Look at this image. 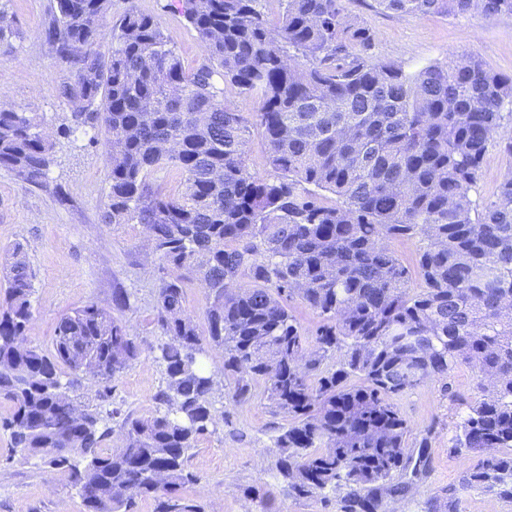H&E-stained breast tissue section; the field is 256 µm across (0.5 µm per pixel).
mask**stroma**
<instances>
[{"instance_id": "35a3bbf8", "label": "stroma", "mask_w": 512, "mask_h": 512, "mask_svg": "<svg viewBox=\"0 0 512 512\" xmlns=\"http://www.w3.org/2000/svg\"><path fill=\"white\" fill-rule=\"evenodd\" d=\"M55 0H0L16 37L0 43V105L33 112L53 139L46 184L34 185L0 168V266L14 246H22L33 273V316L28 340L42 350L53 347L61 315L88 303L112 310V292L123 289L127 307L118 316L140 346L139 358L108 383H82L79 401L108 412L116 446L122 417L151 415L153 394L164 381L157 346L156 298L166 271L152 254L141 225L103 224L109 188V166L100 129L74 122L72 105L59 93L68 77L56 43L45 37L54 18ZM345 14L374 33L371 54L406 73L473 55L500 73L512 75V15L487 17L478 12L449 17L401 14L377 0H341ZM157 19L171 37L186 68L203 57L195 32L174 12L169 0H112L103 22L112 34L129 7ZM512 173V155L491 146L474 200L485 202ZM479 378L459 365L449 381L429 380L396 399L409 422L408 447L428 440L432 467L414 479L408 494L389 500V512H512V500L481 486L467 487L463 477L473 455L455 452L449 440L465 412V402L480 399ZM460 401L453 404L449 393ZM220 419L214 431L201 436L189 451L188 469L195 480L182 493L204 512H252L248 489L273 483L279 450L274 438L285 416L272 415L261 391L244 401L228 388L215 394ZM77 488L38 460L16 457L7 432L0 431V512H83Z\"/></svg>"}]
</instances>
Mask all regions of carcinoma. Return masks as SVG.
Listing matches in <instances>:
<instances>
[{"label":"carcinoma","mask_w":512,"mask_h":512,"mask_svg":"<svg viewBox=\"0 0 512 512\" xmlns=\"http://www.w3.org/2000/svg\"><path fill=\"white\" fill-rule=\"evenodd\" d=\"M111 0H56L47 37L70 69L61 94L75 122L107 134L110 225L140 224L172 270L157 292L165 386L155 412L127 417L123 446L98 408L78 402L63 373L102 382L138 357L129 326L93 303L57 323L53 351L26 341L32 273L13 248L0 271V429L25 458L67 477L84 512H203L181 494L189 449L217 424L216 380L201 357L224 352V381L244 400L263 396L288 426L275 437V480L296 496L343 492L339 512H387L386 498L425 475L428 438L392 398L445 381L461 364L490 376L467 405L451 448L482 456L465 483L512 498V173L493 199L471 198L489 147L512 156V76L476 57L407 74L374 61L372 31L340 0H285L276 19L258 0H176L202 61L186 69L154 17L131 8L112 34ZM395 13L512 14V0H378ZM231 85L260 100L245 116ZM266 145L262 175L248 163L251 129ZM53 142L37 117L0 109V167L39 185ZM176 171L179 196L155 186ZM336 196L324 202L320 192ZM421 238L422 288L389 247ZM206 288L207 334L184 308V273ZM296 298L323 319L308 335L288 308ZM342 352L332 365L336 352ZM356 377L359 383L352 384Z\"/></svg>","instance_id":"obj_1"}]
</instances>
